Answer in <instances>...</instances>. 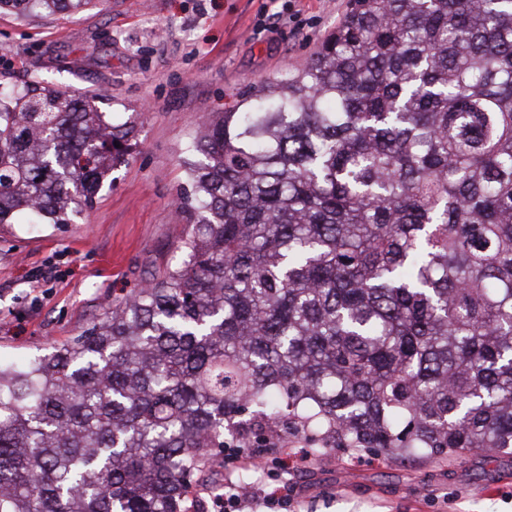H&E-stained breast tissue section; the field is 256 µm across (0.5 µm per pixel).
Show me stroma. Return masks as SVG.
Here are the masks:
<instances>
[{"mask_svg": "<svg viewBox=\"0 0 512 512\" xmlns=\"http://www.w3.org/2000/svg\"><path fill=\"white\" fill-rule=\"evenodd\" d=\"M350 0H93L77 14L0 12V87L96 94L138 121L127 164L70 224L0 227V358L23 360L102 318L178 260L188 187L180 155L203 116L284 77L317 50ZM56 275L39 277L45 265ZM296 512H512V455L438 462L342 448L278 470Z\"/></svg>", "mask_w": 512, "mask_h": 512, "instance_id": "35a3bbf8", "label": "stroma"}]
</instances>
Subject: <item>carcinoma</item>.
Wrapping results in <instances>:
<instances>
[{"label": "carcinoma", "instance_id": "cac0c4a2", "mask_svg": "<svg viewBox=\"0 0 512 512\" xmlns=\"http://www.w3.org/2000/svg\"><path fill=\"white\" fill-rule=\"evenodd\" d=\"M136 127L0 95V225L73 223ZM183 164L178 262L0 360V512H203L230 445L512 453V0H353Z\"/></svg>", "mask_w": 512, "mask_h": 512}]
</instances>
